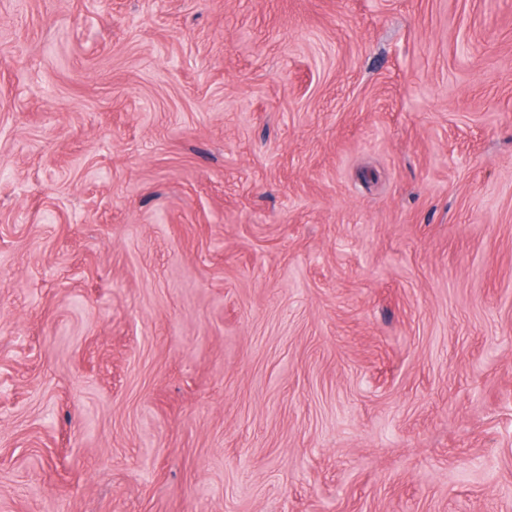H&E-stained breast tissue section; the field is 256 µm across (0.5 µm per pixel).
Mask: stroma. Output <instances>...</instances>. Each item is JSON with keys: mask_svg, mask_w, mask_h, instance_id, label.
Wrapping results in <instances>:
<instances>
[{"mask_svg": "<svg viewBox=\"0 0 512 512\" xmlns=\"http://www.w3.org/2000/svg\"><path fill=\"white\" fill-rule=\"evenodd\" d=\"M0 512H512V0H0Z\"/></svg>", "mask_w": 512, "mask_h": 512, "instance_id": "1", "label": "stroma"}]
</instances>
